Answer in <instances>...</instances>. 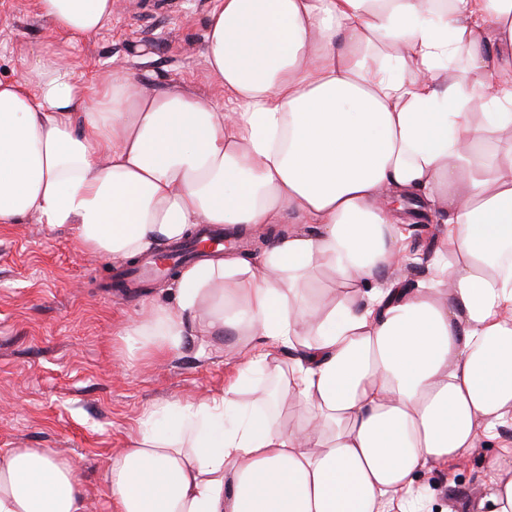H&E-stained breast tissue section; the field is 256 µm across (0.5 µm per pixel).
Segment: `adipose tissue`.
Returning a JSON list of instances; mask_svg holds the SVG:
<instances>
[{"label": "adipose tissue", "instance_id": "adipose-tissue-1", "mask_svg": "<svg viewBox=\"0 0 512 512\" xmlns=\"http://www.w3.org/2000/svg\"><path fill=\"white\" fill-rule=\"evenodd\" d=\"M116 4L37 0L53 40L0 78V224L115 260L200 224L289 230L186 267L129 328L157 354L228 332L241 358L142 413L114 512H423L418 472L492 441L480 507L512 512V0H215L220 105L151 72L83 82L64 48ZM409 198L441 232L414 286ZM84 509L73 460L0 450V512Z\"/></svg>", "mask_w": 512, "mask_h": 512}]
</instances>
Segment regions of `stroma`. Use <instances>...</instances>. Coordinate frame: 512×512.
Instances as JSON below:
<instances>
[{
    "mask_svg": "<svg viewBox=\"0 0 512 512\" xmlns=\"http://www.w3.org/2000/svg\"><path fill=\"white\" fill-rule=\"evenodd\" d=\"M212 5L119 0L111 23L69 48L65 60L88 80L119 64L222 102L202 56ZM48 35L36 0H0V77H17L20 58ZM438 242L437 224L414 225L407 248L419 262L405 269L408 284L428 277L425 260ZM117 269L78 250L69 226L33 217L0 225V450L49 448L77 462L86 512H113L105 476L145 408L219 390L236 375L230 336H198L161 357L130 347L126 330L150 303L168 301L173 281L118 288ZM495 452L491 445L451 467L422 470L432 512H479L478 474Z\"/></svg>",
    "mask_w": 512,
    "mask_h": 512,
    "instance_id": "35a3bbf8",
    "label": "stroma"
}]
</instances>
